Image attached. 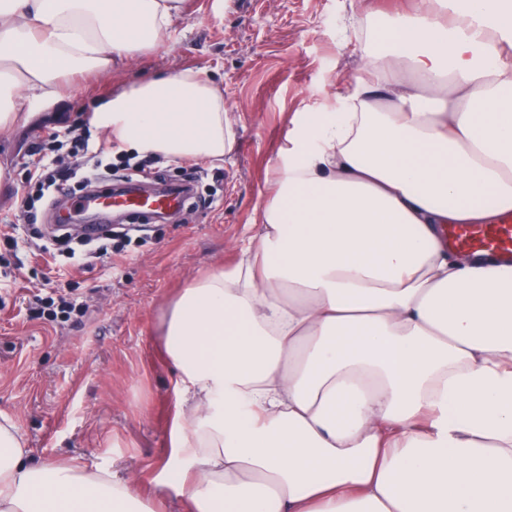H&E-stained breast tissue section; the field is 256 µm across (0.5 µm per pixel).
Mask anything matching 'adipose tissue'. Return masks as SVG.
<instances>
[{
  "mask_svg": "<svg viewBox=\"0 0 512 512\" xmlns=\"http://www.w3.org/2000/svg\"><path fill=\"white\" fill-rule=\"evenodd\" d=\"M180 3L0 0V131L64 76L158 44ZM441 6L372 22L337 110L295 121L244 263L170 308L190 512H512V262L442 237L512 211V0ZM90 123L139 156L233 144L191 69L113 94ZM0 512L149 510L109 469L35 465L0 420Z\"/></svg>",
  "mask_w": 512,
  "mask_h": 512,
  "instance_id": "obj_1",
  "label": "adipose tissue"
}]
</instances>
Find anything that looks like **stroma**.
<instances>
[{
    "instance_id": "35a3bbf8",
    "label": "stroma",
    "mask_w": 512,
    "mask_h": 512,
    "mask_svg": "<svg viewBox=\"0 0 512 512\" xmlns=\"http://www.w3.org/2000/svg\"><path fill=\"white\" fill-rule=\"evenodd\" d=\"M425 0H182L163 44L115 63L109 74L64 77V96L0 132V226L22 223L21 200L44 137L68 140L94 107L124 87L191 68L224 97L230 152L161 161L144 181L191 182L193 193L168 222L112 228L111 255L82 266L58 258L46 268L26 238L0 239V416L11 419L36 463L110 467L134 478L155 512H184L173 489L176 380L162 348L175 297L213 269L233 270L240 242L259 235L265 200L277 188L282 153L299 112H332L361 64L353 24L375 8L411 13ZM83 192L68 185L38 205L34 229L58 233L56 213ZM72 291L81 314L30 319L53 290Z\"/></svg>"
}]
</instances>
